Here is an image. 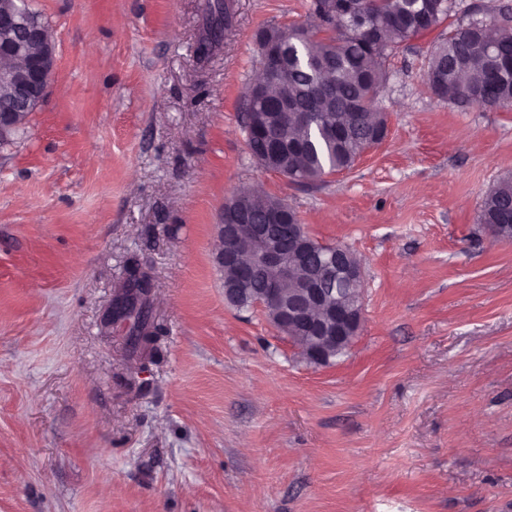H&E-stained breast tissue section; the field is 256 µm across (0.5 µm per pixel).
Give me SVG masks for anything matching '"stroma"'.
Here are the masks:
<instances>
[{
  "mask_svg": "<svg viewBox=\"0 0 512 512\" xmlns=\"http://www.w3.org/2000/svg\"><path fill=\"white\" fill-rule=\"evenodd\" d=\"M35 0L44 103L0 146V512H512V239L479 222L512 176V107L424 80L448 27L388 65V136L305 185L261 171L242 97L255 34L310 0ZM285 199L364 268L348 353L307 365L224 301L214 244L242 188ZM139 259L155 356L105 328ZM210 13L211 21L208 37L201 41L198 48L200 59H205L210 56L219 45L223 31L230 26L232 19V1H213V3L210 4Z\"/></svg>",
  "mask_w": 512,
  "mask_h": 512,
  "instance_id": "35a3bbf8",
  "label": "stroma"
}]
</instances>
